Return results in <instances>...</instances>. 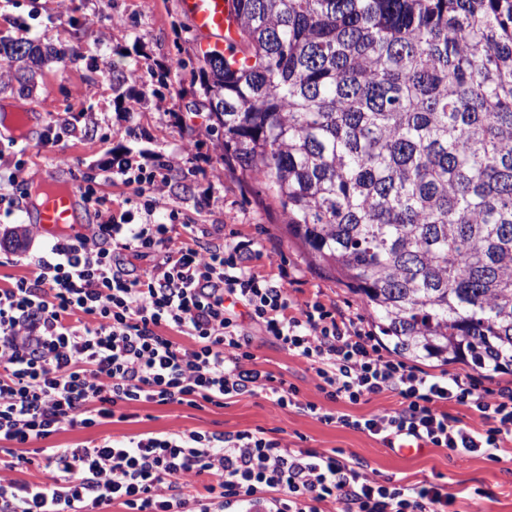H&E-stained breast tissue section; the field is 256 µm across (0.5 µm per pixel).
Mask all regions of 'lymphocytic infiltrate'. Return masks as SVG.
Segmentation results:
<instances>
[{
  "instance_id": "obj_1",
  "label": "lymphocytic infiltrate",
  "mask_w": 512,
  "mask_h": 512,
  "mask_svg": "<svg viewBox=\"0 0 512 512\" xmlns=\"http://www.w3.org/2000/svg\"><path fill=\"white\" fill-rule=\"evenodd\" d=\"M172 167L113 157V178L142 201L137 224L107 206L95 178L81 177L77 191L97 217L91 231L56 237L32 258L31 275L0 286V512H104L115 502L126 512H324L329 503L338 512H448L439 484L370 478L340 451L293 448L263 428L49 447L40 454L50 482L10 478L28 462L23 448L128 420L131 405L220 407L259 392L279 409L389 446L410 438L493 459L512 441V389L491 400L471 377L383 355L335 306L298 302L258 272L253 240L202 246L185 214L161 208ZM255 328L308 364L319 400L301 401L297 386L259 367ZM385 393L399 397V409L360 417L339 409ZM451 405L476 412L481 427L452 417ZM203 474L209 483L192 489Z\"/></svg>"
}]
</instances>
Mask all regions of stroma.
<instances>
[{
	"instance_id": "35a3bbf8",
	"label": "stroma",
	"mask_w": 512,
	"mask_h": 512,
	"mask_svg": "<svg viewBox=\"0 0 512 512\" xmlns=\"http://www.w3.org/2000/svg\"><path fill=\"white\" fill-rule=\"evenodd\" d=\"M0 39L34 41L53 54L41 76L25 86L18 83L15 71L0 68V108L36 113L33 130L17 142L24 150L25 190L40 183L46 168L60 163L63 181L97 177L106 198L132 211L139 202L131 189L113 180V154L129 153L148 167L161 155L176 158L183 177L166 187V208L187 213L203 230L205 242L234 236L254 240L263 252L260 270L282 275L294 299L336 304L361 328L370 329L361 300L303 259L263 186L253 179L240 180L225 167L217 138L208 131L206 112L194 109L201 90L185 65L195 54L194 35L178 0H0ZM75 53L81 56L79 63L63 67V59ZM159 64L170 71L164 86L153 84L148 73ZM61 121L75 127V134L43 148V137ZM52 240V232L29 223L25 213L0 216V284L29 275V255ZM253 351L265 370L299 388L300 400H318L303 359L288 355L262 335L255 336ZM130 412L129 420L89 432L61 431L41 445L66 448L89 438L120 439L178 428L272 429L293 448L341 450L372 478L442 484L454 500L452 512H512V442L504 443L494 461L479 455L461 460L448 449L430 447L402 455L364 433L279 409L260 394L201 410L142 403L131 406Z\"/></svg>"
}]
</instances>
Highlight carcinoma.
<instances>
[{
    "mask_svg": "<svg viewBox=\"0 0 512 512\" xmlns=\"http://www.w3.org/2000/svg\"><path fill=\"white\" fill-rule=\"evenodd\" d=\"M234 3L250 63L199 67L224 165L393 353L512 372V0Z\"/></svg>",
    "mask_w": 512,
    "mask_h": 512,
    "instance_id": "cac0c4a2",
    "label": "carcinoma"
}]
</instances>
